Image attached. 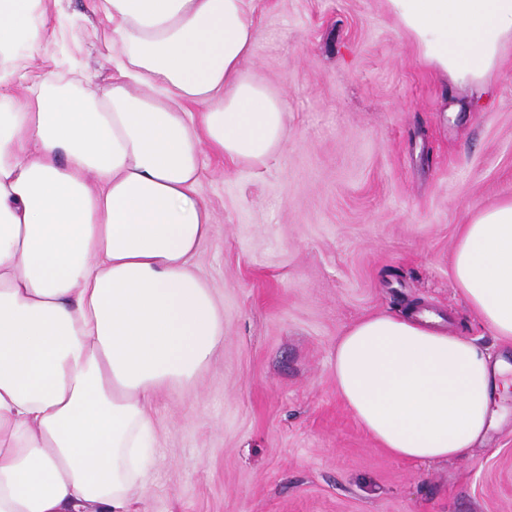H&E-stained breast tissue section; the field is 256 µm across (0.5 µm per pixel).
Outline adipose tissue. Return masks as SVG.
<instances>
[{
	"label": "adipose tissue",
	"mask_w": 512,
	"mask_h": 512,
	"mask_svg": "<svg viewBox=\"0 0 512 512\" xmlns=\"http://www.w3.org/2000/svg\"><path fill=\"white\" fill-rule=\"evenodd\" d=\"M422 57L465 99L512 42V0H388ZM59 0H0V512H132L149 484L153 396L224 342L191 260L212 216L203 146L265 163L281 99L246 73L247 0H97L120 78L38 74ZM459 293L512 343V198L476 210L452 257ZM339 394L394 458L443 461L483 442L512 369L440 326L381 313L336 346Z\"/></svg>",
	"instance_id": "obj_1"
}]
</instances>
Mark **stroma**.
I'll return each mask as SVG.
<instances>
[{"instance_id":"stroma-1","label":"stroma","mask_w":512,"mask_h":512,"mask_svg":"<svg viewBox=\"0 0 512 512\" xmlns=\"http://www.w3.org/2000/svg\"><path fill=\"white\" fill-rule=\"evenodd\" d=\"M244 68L281 97V145L260 166L203 149L213 226L193 259L224 343L154 397L157 455L139 512H512V397L481 446L446 461L387 455L336 388L356 321L413 305L512 365L458 293L452 254L472 213L512 197V43L490 95L450 111L386 0H253ZM28 63L91 87L116 72L95 0H60Z\"/></svg>"}]
</instances>
